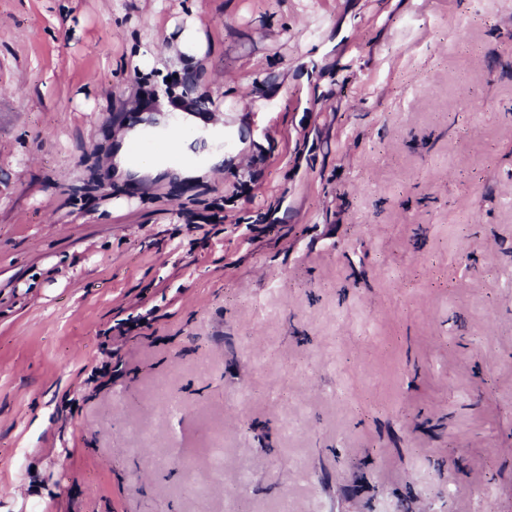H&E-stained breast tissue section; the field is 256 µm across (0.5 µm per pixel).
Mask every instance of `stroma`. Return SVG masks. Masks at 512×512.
<instances>
[{"label": "stroma", "mask_w": 512, "mask_h": 512, "mask_svg": "<svg viewBox=\"0 0 512 512\" xmlns=\"http://www.w3.org/2000/svg\"><path fill=\"white\" fill-rule=\"evenodd\" d=\"M199 86L240 163L112 181ZM405 507L512 512V0H0V512ZM174 33L170 55L185 64H194L202 59L207 50V39L202 20L191 13L180 25L169 30ZM133 64L138 67L139 71L143 72H149L153 68L161 69L158 48L150 41H143L136 48Z\"/></svg>", "instance_id": "obj_1"}]
</instances>
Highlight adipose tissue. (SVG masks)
I'll return each instance as SVG.
<instances>
[{
    "mask_svg": "<svg viewBox=\"0 0 512 512\" xmlns=\"http://www.w3.org/2000/svg\"><path fill=\"white\" fill-rule=\"evenodd\" d=\"M173 33V57L186 64L202 59L207 39L198 16H186ZM133 110L136 121L122 122L116 128L103 156L117 182L148 187L159 181H207L219 174L225 161L216 149L224 140L222 115L207 114L190 99L169 94L140 100ZM144 141L162 143L165 149L148 160H136L131 147Z\"/></svg>",
    "mask_w": 512,
    "mask_h": 512,
    "instance_id": "ef3b65f1",
    "label": "adipose tissue"
}]
</instances>
